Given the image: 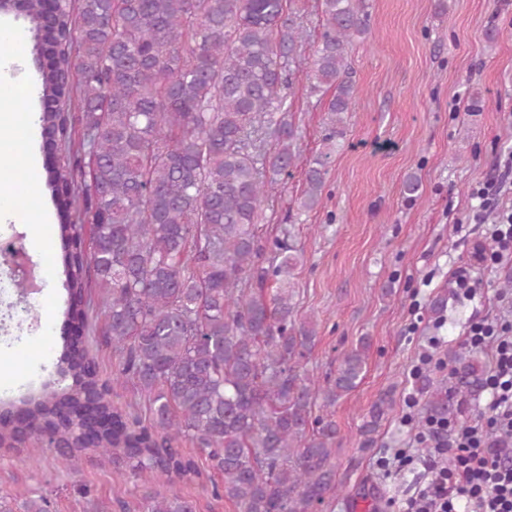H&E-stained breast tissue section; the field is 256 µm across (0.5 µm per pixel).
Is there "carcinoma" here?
<instances>
[{"label": "carcinoma", "instance_id": "obj_1", "mask_svg": "<svg viewBox=\"0 0 512 512\" xmlns=\"http://www.w3.org/2000/svg\"><path fill=\"white\" fill-rule=\"evenodd\" d=\"M301 2L24 0L38 121L56 150L45 187L62 217L65 325L78 334L64 337L63 386L0 400V446L49 428L66 444L92 420L91 451L127 460L131 478L210 482L236 512H317L339 492L336 422L313 408L357 388L372 340L360 337L324 382L311 377L316 323L297 319L290 290L300 252L290 228L267 246L258 230L302 156L288 106L297 71L327 112L326 150L305 163L297 209L321 203L358 91L349 50L368 31L369 4L319 0L322 32L305 57ZM97 332L118 358L111 380L86 348ZM453 361L451 386L417 379L429 419L452 418L455 399L484 386L474 353ZM126 382L148 418L114 401L113 384ZM389 405L375 403L363 433ZM85 452L56 449L65 467ZM145 512H196V502L158 492Z\"/></svg>", "mask_w": 512, "mask_h": 512}]
</instances>
